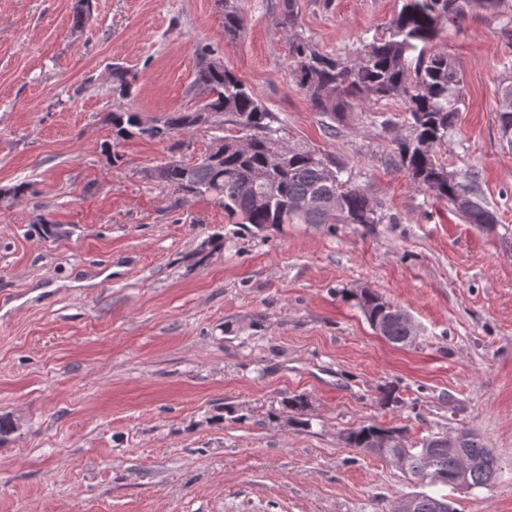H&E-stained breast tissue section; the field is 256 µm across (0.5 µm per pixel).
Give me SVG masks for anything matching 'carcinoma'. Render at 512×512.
Segmentation results:
<instances>
[{
	"mask_svg": "<svg viewBox=\"0 0 512 512\" xmlns=\"http://www.w3.org/2000/svg\"><path fill=\"white\" fill-rule=\"evenodd\" d=\"M224 2V39L232 42L243 32L238 0ZM504 0H403L388 33L361 43L353 57L324 54L297 33V0H282L278 28L288 38L291 64L289 75L315 111L329 119L327 133L336 132V123L352 110L370 109L381 101L399 99L410 119L411 133L395 142L392 162L399 166L416 188L448 202L468 223L488 232L495 230L496 217L477 197L479 175L473 171L463 177L448 171L436 161L435 148L444 143L454 126L456 112L451 97L460 79L458 69L445 52L430 46L439 39L445 24L466 16L472 10H495ZM215 51L199 53L194 84L203 85L208 100L193 111L169 112L151 123L140 113L123 110L109 112L105 119L112 129V143L102 150L142 137L167 140L177 150L183 142L178 136L199 127V112L209 115L214 136L196 164L168 165L157 179L173 187L185 203L209 196L230 217L254 227L278 224H381L385 214L380 204L364 189L342 179L344 167L332 158L279 145L277 117L227 68L212 64ZM112 92L121 98L131 96L137 76L131 70L112 66ZM501 129L512 125V88L503 97L499 113ZM238 129L224 134V122ZM287 157L284 167L274 170L263 185L246 192L244 186L253 173L267 167L272 154ZM31 189L20 182L0 189V200L13 202ZM358 307L370 325H380L385 338L407 345L409 332L404 322L390 314L402 309L370 289L358 297ZM394 312H389V309ZM465 441L451 449L431 436L418 448L399 447L392 429L363 425L348 434L347 444L385 460L400 458V470L422 487L444 485L473 490L488 488L498 477L492 450L476 435L462 431ZM404 512H457L445 495L426 492L412 494Z\"/></svg>",
	"mask_w": 512,
	"mask_h": 512,
	"instance_id": "obj_1",
	"label": "carcinoma"
}]
</instances>
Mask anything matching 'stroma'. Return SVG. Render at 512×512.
Here are the masks:
<instances>
[{
  "instance_id": "1",
  "label": "stroma",
  "mask_w": 512,
  "mask_h": 512,
  "mask_svg": "<svg viewBox=\"0 0 512 512\" xmlns=\"http://www.w3.org/2000/svg\"><path fill=\"white\" fill-rule=\"evenodd\" d=\"M276 2L241 0L244 35L229 44L215 0H89L81 28L77 0H0V189L32 185L0 205V512H391L416 487L349 448L368 424L405 428L411 446L471 430L498 480L432 492L457 512H512V148L499 121L512 0L435 45L461 74L436 158L478 171L492 232L390 162L410 133L400 102L325 132L289 77ZM400 7L298 0V32L348 57ZM203 45L275 113L282 146L336 158L389 222L248 230L210 198L183 203L149 173L194 163L206 127L176 152L130 139L112 165L105 115L195 109ZM116 62L137 75L130 98L112 93ZM43 219L57 236L36 232ZM363 288L411 316L413 344L370 326ZM293 395L308 426L292 422Z\"/></svg>"
}]
</instances>
